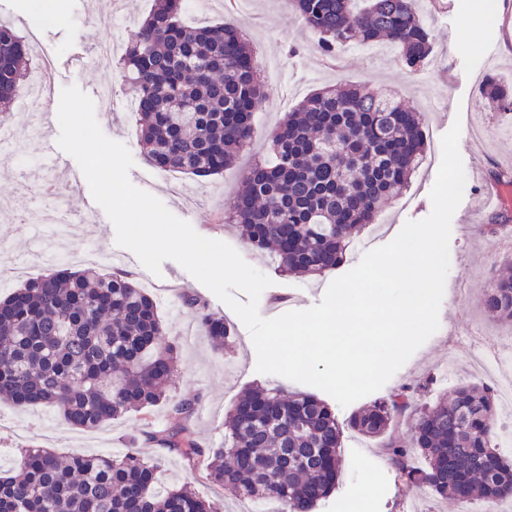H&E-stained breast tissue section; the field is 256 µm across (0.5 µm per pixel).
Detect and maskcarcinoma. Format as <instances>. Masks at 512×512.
I'll return each instance as SVG.
<instances>
[{
    "instance_id": "obj_1",
    "label": "carcinoma",
    "mask_w": 512,
    "mask_h": 512,
    "mask_svg": "<svg viewBox=\"0 0 512 512\" xmlns=\"http://www.w3.org/2000/svg\"><path fill=\"white\" fill-rule=\"evenodd\" d=\"M326 53L351 42H386L410 66L431 52L416 0H290ZM183 0H155L131 33L121 65L139 117L144 155L162 171L221 175L256 137L265 100L255 54L240 27L188 26ZM24 36L0 23V121L8 116L30 63ZM487 99L512 112V97ZM425 154L419 114L361 85L325 87L276 127L267 156L245 174L228 221L244 242L273 249L280 271L323 274L347 259L352 234L377 223L383 201L401 194ZM485 311L512 324V269L482 296ZM183 307L217 346L234 336L195 297ZM153 296L128 276L97 265L61 267L13 287L0 299V400L55 410L70 427L96 430L124 414L168 405L176 422L196 402L167 390L178 346L164 340ZM410 408L407 389L354 413L350 427L378 438L407 482L459 504L512 499V460L495 448L491 390L459 385L415 413L410 440L392 423ZM343 426L306 393L255 387L224 419V447L205 449L174 427L151 435L162 448L240 500L277 501L282 512H314L336 487ZM419 458L422 466H413ZM158 462L122 456L24 450L0 469V512H220L188 486H157Z\"/></svg>"
}]
</instances>
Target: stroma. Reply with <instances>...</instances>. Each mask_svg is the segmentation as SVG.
<instances>
[{
	"label": "stroma",
	"mask_w": 512,
	"mask_h": 512,
	"mask_svg": "<svg viewBox=\"0 0 512 512\" xmlns=\"http://www.w3.org/2000/svg\"><path fill=\"white\" fill-rule=\"evenodd\" d=\"M198 0H186L185 15L191 23H229L242 27L246 42L253 47L257 60L265 56L281 59L282 69L276 85L267 87L264 107L255 117L259 136L250 148L241 151L236 163L224 174L206 180L173 173L171 181L161 180L140 148L139 124L128 109L129 95L119 71H112L115 103L112 108L96 107V119L104 134L125 144L134 161L130 181L157 198L175 216L187 219L202 236L221 240L234 247L242 258L267 275L272 284L261 295L262 317L281 315L275 307L278 295H291L287 308L303 310L319 304L334 273L307 277L285 276L271 266L263 253L247 246L236 225L225 223L241 185L243 172L255 157L266 153L268 139L283 120L315 89L336 84H364L382 94H398L402 104L419 112L426 134V148L440 153L442 135L453 122H460L462 136L459 151L465 169L477 168L482 177L467 181L461 208L480 195L490 193L488 175L494 169L512 168V112L497 111L485 100L472 97L473 87L488 83L512 87V0H497L492 19L475 13L476 0H435L431 10L419 16L429 31L432 50L427 60L410 67L400 52L389 51L379 59L360 45L325 56L318 37L289 11L284 0H253L247 16H239L233 4L218 5L214 0L198 8ZM66 16L65 23H49L32 39L34 57L53 55L68 57L77 45L96 46L117 39L127 41L126 20L147 16L153 0H124L119 13L99 8L95 0H58ZM472 13L473 22L466 34L458 29L464 13ZM99 73L91 68L62 71L60 78L48 87L45 95L51 104L49 121L32 120L29 113L12 108L8 117L20 139L19 152L23 166L0 157V199L9 200L16 214L39 216L33 232L18 233L14 224L0 219V267L18 260L31 263L30 276L45 272L40 254L56 251V265L78 267L91 247H99L97 262L113 271L130 274L142 281L144 267L129 249L115 241V228L108 216L82 223L59 225L51 217L57 211L76 209L91 192L85 177L58 181L53 194L40 195L37 185L49 177L45 166L46 142L56 141L60 128L55 117L56 101L64 87L86 85ZM436 169L416 171L407 190L389 199L383 206L390 230L376 239L383 246L397 236L404 223L427 217L432 210L429 191ZM492 213H484L478 224L452 222L450 236V268L439 311V329L409 358L383 386V393L407 387L416 407L446 398L459 384L471 382L470 365L460 359L455 337H473L489 341L500 349L512 348L507 337V324L485 312L481 298L485 288L496 278L504 263L512 262V249L502 247L500 239L487 236L485 225L491 224ZM152 294L163 286L178 287L168 305L159 306L166 337L179 347L178 375L172 386L175 395H188L197 400L198 410L183 425L197 444L205 449L224 445V419L240 394L252 386L282 387L304 391V384L276 375L256 372V351L249 331L238 316L208 288L198 282L181 265L172 260L161 265L160 276L151 282ZM188 292L207 303L211 312L224 316L235 332V346L218 351L204 331L183 308L180 295ZM456 358L453 378H446L443 368L449 358ZM172 421L166 406L151 413H129L112 423L85 432L64 426L51 410L37 406L21 408L0 402V464H13L19 448L35 443L53 449L57 454L98 453L120 456L126 451V437L136 430L162 431ZM142 455L160 458V485L188 483L200 497L222 503L224 512H248L250 505L225 495L223 489L205 477L204 467H189L178 454L162 450L154 442L140 444ZM344 496L361 498L366 512H460L455 502L433 495L428 489L407 484L384 457L378 441L354 433H345L341 450V474L330 499L316 512H336V501Z\"/></svg>",
	"instance_id": "obj_1"
}]
</instances>
